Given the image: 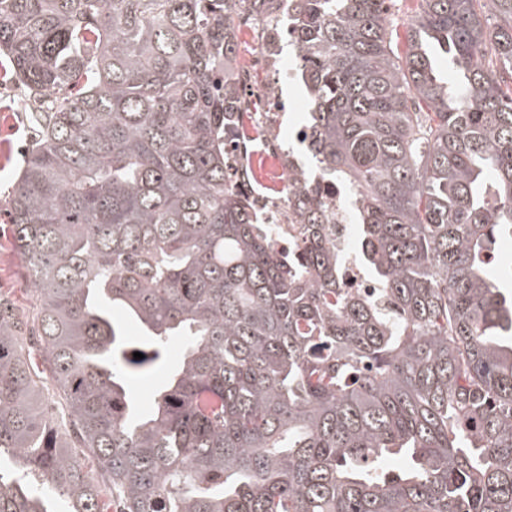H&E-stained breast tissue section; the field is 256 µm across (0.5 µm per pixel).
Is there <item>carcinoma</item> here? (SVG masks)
Here are the masks:
<instances>
[{
	"instance_id": "1",
	"label": "carcinoma",
	"mask_w": 512,
	"mask_h": 512,
	"mask_svg": "<svg viewBox=\"0 0 512 512\" xmlns=\"http://www.w3.org/2000/svg\"><path fill=\"white\" fill-rule=\"evenodd\" d=\"M229 2L0 0L47 103L7 209L35 303L0 301V512H512V300L482 261L512 229V0H419L402 57L386 0H300L309 150L357 196L372 297L319 201L284 258L224 182Z\"/></svg>"
}]
</instances>
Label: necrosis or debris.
I'll use <instances>...</instances> for the list:
<instances>
[{
    "label": "necrosis or debris",
    "mask_w": 512,
    "mask_h": 512,
    "mask_svg": "<svg viewBox=\"0 0 512 512\" xmlns=\"http://www.w3.org/2000/svg\"><path fill=\"white\" fill-rule=\"evenodd\" d=\"M301 18L298 0H269L261 10L232 7L233 26L255 34L257 50L251 69L267 75L268 80L259 86L247 79L237 82L233 110L224 126V167L230 185L250 202L256 222L263 224L270 244L283 255L296 250L306 238L301 222L305 197L297 186L307 184L309 196L322 201L328 215L341 257L343 286L369 297L375 294L376 285L365 273L354 244L352 197L341 184L324 179L309 159L305 126L283 125L286 106L311 104L300 92L304 60L293 47ZM260 152L277 161L278 195L266 194L254 181V160Z\"/></svg>",
    "instance_id": "obj_1"
}]
</instances>
